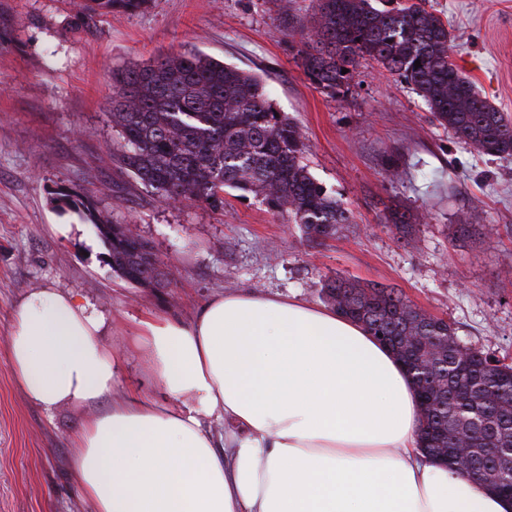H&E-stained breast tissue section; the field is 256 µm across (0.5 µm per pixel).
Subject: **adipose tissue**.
Wrapping results in <instances>:
<instances>
[{"instance_id":"obj_1","label":"adipose tissue","mask_w":512,"mask_h":512,"mask_svg":"<svg viewBox=\"0 0 512 512\" xmlns=\"http://www.w3.org/2000/svg\"><path fill=\"white\" fill-rule=\"evenodd\" d=\"M105 324L78 294L40 288L8 342L33 405L89 409L69 472L89 512H512L422 455L407 369L330 308L241 291L141 320L132 344L157 395L114 394Z\"/></svg>"}]
</instances>
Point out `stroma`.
Instances as JSON below:
<instances>
[{
    "label": "stroma",
    "mask_w": 512,
    "mask_h": 512,
    "mask_svg": "<svg viewBox=\"0 0 512 512\" xmlns=\"http://www.w3.org/2000/svg\"><path fill=\"white\" fill-rule=\"evenodd\" d=\"M311 0H150L146 9L75 20L76 0H0V512H84L70 485L79 403L32 405L10 368L14 306L36 288L73 291L105 313L101 338L120 387L160 388L128 334L152 315L190 317L217 293L253 290L320 303L340 276L401 289L451 323L465 346L512 358V158L479 153L433 121L410 86L362 61L330 95L305 76L298 36ZM449 25L459 70L512 118V0H428ZM201 52L260 77L298 125L302 161L350 213L316 241L259 197L224 207L164 201L112 159V72ZM397 164L401 177L387 168ZM88 197L98 220L134 225L169 274L163 288L113 272L87 217L57 200ZM410 214L407 233L389 220ZM72 227L69 237L51 232Z\"/></svg>",
    "instance_id": "1"
}]
</instances>
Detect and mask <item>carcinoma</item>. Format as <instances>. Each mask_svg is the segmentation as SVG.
I'll return each mask as SVG.
<instances>
[{
	"mask_svg": "<svg viewBox=\"0 0 512 512\" xmlns=\"http://www.w3.org/2000/svg\"><path fill=\"white\" fill-rule=\"evenodd\" d=\"M148 2L80 0L77 19L87 24L98 14L132 12ZM312 3L300 42L302 67L313 84L334 96L350 84L360 60H373L410 85L459 142L481 153L512 156V121L453 63L448 26L425 0H403L391 9L377 8L372 0ZM112 83L111 117L121 138L113 157L163 200L222 210L224 191L232 188L262 197L314 240L332 238L349 223L347 209L302 165L298 126L276 115L257 77L190 52L117 69ZM60 196L65 205L92 215L89 199ZM101 238L114 272L142 286L164 283L166 274L146 242ZM321 293L333 307L351 305L345 317L378 340L403 336L413 325L418 335L437 342L439 356L413 373L415 385L435 399L432 409L422 410V432L448 429L443 445L450 448L456 435L477 434L479 447L512 453V365L458 345L448 322L423 318L397 288L329 277ZM502 485L512 486V467L494 469L487 483L497 494Z\"/></svg>",
	"mask_w": 512,
	"mask_h": 512,
	"instance_id": "1",
	"label": "carcinoma"
}]
</instances>
